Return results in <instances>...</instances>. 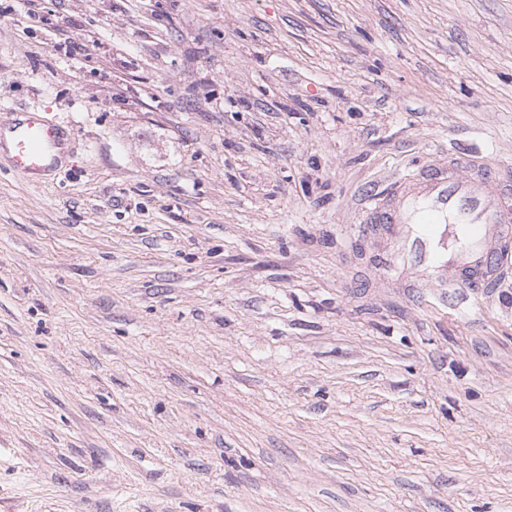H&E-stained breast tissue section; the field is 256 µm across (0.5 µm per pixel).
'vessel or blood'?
Here are the masks:
<instances>
[{
    "mask_svg": "<svg viewBox=\"0 0 512 512\" xmlns=\"http://www.w3.org/2000/svg\"><path fill=\"white\" fill-rule=\"evenodd\" d=\"M67 144L64 128L41 113L0 121V149L26 174L54 171ZM366 212L368 232L392 245L390 262L416 278L446 268L456 287L478 288L496 272L500 251L512 245V172L452 152L425 173L401 175L387 196L372 195ZM448 236L453 244L441 250Z\"/></svg>",
    "mask_w": 512,
    "mask_h": 512,
    "instance_id": "b4317fda",
    "label": "vessel or blood"
}]
</instances>
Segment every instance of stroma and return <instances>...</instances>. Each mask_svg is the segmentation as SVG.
Returning a JSON list of instances; mask_svg holds the SVG:
<instances>
[{
	"label": "stroma",
	"mask_w": 512,
	"mask_h": 512,
	"mask_svg": "<svg viewBox=\"0 0 512 512\" xmlns=\"http://www.w3.org/2000/svg\"><path fill=\"white\" fill-rule=\"evenodd\" d=\"M0 512H512V249L379 265L364 197L512 168V0H0ZM65 146L68 135L64 128L39 112H19L7 122L0 121V149H7L12 166L28 175L54 171Z\"/></svg>",
	"instance_id": "1"
}]
</instances>
